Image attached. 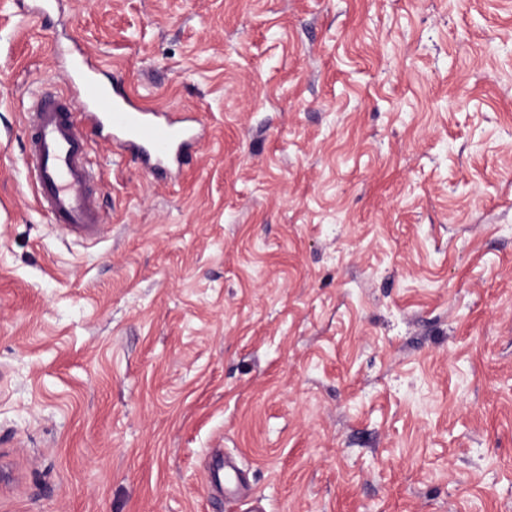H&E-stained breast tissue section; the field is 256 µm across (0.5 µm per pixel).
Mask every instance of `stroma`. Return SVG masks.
Listing matches in <instances>:
<instances>
[{"label":"stroma","instance_id":"obj_1","mask_svg":"<svg viewBox=\"0 0 512 512\" xmlns=\"http://www.w3.org/2000/svg\"><path fill=\"white\" fill-rule=\"evenodd\" d=\"M0 0V512H512V0ZM205 139L23 162L64 50Z\"/></svg>","mask_w":512,"mask_h":512}]
</instances>
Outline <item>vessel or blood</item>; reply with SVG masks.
Segmentation results:
<instances>
[{
    "instance_id": "b4317fda",
    "label": "vessel or blood",
    "mask_w": 512,
    "mask_h": 512,
    "mask_svg": "<svg viewBox=\"0 0 512 512\" xmlns=\"http://www.w3.org/2000/svg\"><path fill=\"white\" fill-rule=\"evenodd\" d=\"M99 72L82 55L72 56L69 95L40 92L26 115V164L43 208L56 226L89 235L101 216L90 189L84 121L108 128L119 148L153 175L184 165L202 139L195 119L139 105L121 84L100 80ZM75 95L85 105L83 113L72 109Z\"/></svg>"
}]
</instances>
